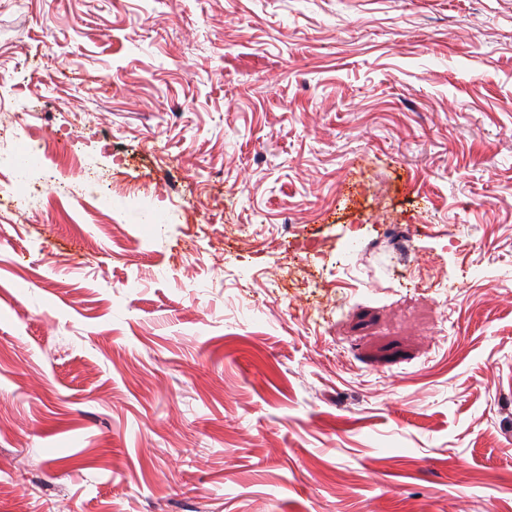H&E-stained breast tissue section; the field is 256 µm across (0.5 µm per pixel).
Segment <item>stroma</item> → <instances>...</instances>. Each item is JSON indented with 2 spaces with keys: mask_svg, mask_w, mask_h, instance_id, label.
<instances>
[{
  "mask_svg": "<svg viewBox=\"0 0 512 512\" xmlns=\"http://www.w3.org/2000/svg\"><path fill=\"white\" fill-rule=\"evenodd\" d=\"M15 116L0 512H512V0H0ZM12 134L17 139L24 138L37 142L40 163L50 161L52 168H55L60 173L72 167H78V165L84 168V160L76 153L62 159H57L53 150L54 144H52L49 139H46L42 133L41 127L35 122L13 126ZM380 237L390 239L398 255L402 259V264L408 269H413L416 260V251L413 248V236L407 230L406 224H387ZM384 234H387L384 236Z\"/></svg>",
  "mask_w": 512,
  "mask_h": 512,
  "instance_id": "1",
  "label": "stroma"
}]
</instances>
